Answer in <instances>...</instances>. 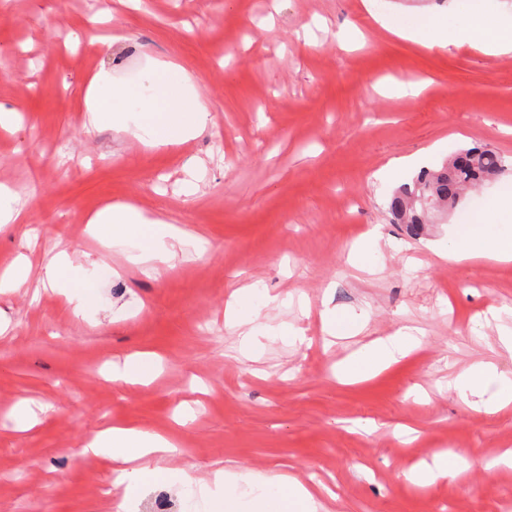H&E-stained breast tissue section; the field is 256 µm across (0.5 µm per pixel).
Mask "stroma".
<instances>
[{
  "mask_svg": "<svg viewBox=\"0 0 512 512\" xmlns=\"http://www.w3.org/2000/svg\"><path fill=\"white\" fill-rule=\"evenodd\" d=\"M438 0H107L127 37L101 53L92 39L97 0H0V104L18 110L0 130V183L23 217L0 227V267L27 256L40 269L64 250L114 267L98 291L117 310L74 318L66 298L27 285L0 294V512H117L113 475L77 457L82 435L129 424L169 437L179 463L209 477L216 465L263 476L288 473L330 487L329 512H512V469H469L428 486L403 474L452 450L494 458L512 448V407L471 411L448 385L476 361L512 375L490 319L512 309V263L455 264L435 246L453 233L438 214L421 235L388 202L399 182L390 160L447 142L487 145L512 183V56L468 46L427 50L390 33L421 22ZM153 59L181 64L210 110L200 137L149 149L85 126L83 90L99 67L127 83ZM205 162L196 195L184 192L190 158ZM172 221L203 243L202 259L154 276L125 268L85 224L104 200ZM378 231L389 247L349 262ZM259 282L280 304L259 326L304 329V345L267 337L251 357L224 325L237 288ZM364 313L355 336L324 329V302ZM417 329L422 342L381 374L346 384L337 367L361 345ZM137 352L162 360L150 384L117 385L100 370ZM22 399L48 405L34 428L14 431ZM198 402L178 425L181 403Z\"/></svg>",
  "mask_w": 512,
  "mask_h": 512,
  "instance_id": "1",
  "label": "stroma"
}]
</instances>
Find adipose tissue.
<instances>
[{
    "label": "adipose tissue",
    "mask_w": 512,
    "mask_h": 512,
    "mask_svg": "<svg viewBox=\"0 0 512 512\" xmlns=\"http://www.w3.org/2000/svg\"><path fill=\"white\" fill-rule=\"evenodd\" d=\"M430 20L426 29L402 25L393 33L430 50L467 45L489 57L512 52V16L501 15L492 5L448 0L444 10L431 12ZM85 103L93 128L122 132L151 147L197 138L206 131L209 118L190 75L167 60L153 61L144 83L138 85L115 83L110 70L99 68L88 83ZM88 223L104 247L115 250L133 267L154 271L204 253L178 226L149 217L130 204L105 206ZM438 254L456 263L512 262V191L483 196L473 210L459 214L454 235ZM113 273V268L95 260L74 263L63 251L45 266L42 281L66 296L76 316L94 319L106 310L95 284ZM270 302V296L254 285L233 291L224 323L241 329V353L253 351L256 331L252 323ZM420 344L419 337L403 332L376 339L343 361L337 376L343 382L373 376ZM453 385L472 410L493 414L512 405V377L494 363L470 364ZM175 452L164 436L130 425L106 427L84 440L80 450L81 455L108 462L114 487L123 488L125 495H135L144 485L159 480L181 487L186 492L182 512H321L323 507L313 489L295 477L239 475L219 468L205 480L190 465H172ZM469 466L467 458L444 451L435 454L431 464L411 468L405 478L416 485H429L441 478H456Z\"/></svg>",
    "instance_id": "adipose-tissue-1"
}]
</instances>
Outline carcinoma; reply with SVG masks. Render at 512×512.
I'll use <instances>...</instances> for the list:
<instances>
[{"label":"carcinoma","instance_id":"1","mask_svg":"<svg viewBox=\"0 0 512 512\" xmlns=\"http://www.w3.org/2000/svg\"><path fill=\"white\" fill-rule=\"evenodd\" d=\"M505 160L489 147H474L452 155L438 171H423L413 188L403 187L391 197L389 209L395 219L417 232L428 223L434 208L452 207L465 190L501 175Z\"/></svg>","mask_w":512,"mask_h":512}]
</instances>
